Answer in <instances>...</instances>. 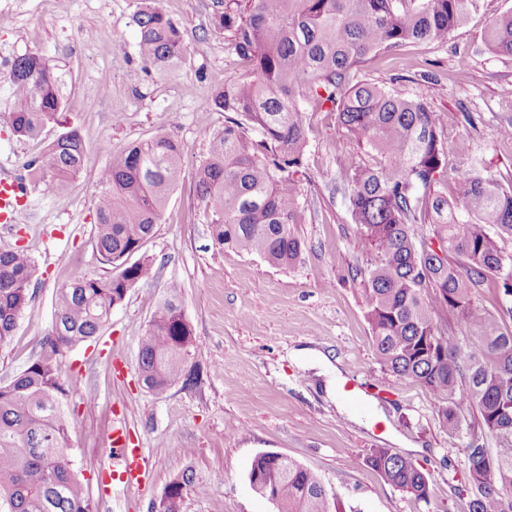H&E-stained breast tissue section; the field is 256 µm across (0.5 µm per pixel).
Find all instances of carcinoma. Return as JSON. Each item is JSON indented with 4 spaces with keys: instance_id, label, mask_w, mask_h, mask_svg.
<instances>
[{
    "instance_id": "1",
    "label": "carcinoma",
    "mask_w": 512,
    "mask_h": 512,
    "mask_svg": "<svg viewBox=\"0 0 512 512\" xmlns=\"http://www.w3.org/2000/svg\"><path fill=\"white\" fill-rule=\"evenodd\" d=\"M478 0H212L210 25L224 33L251 76L215 94L225 113L196 173L207 204L214 245L258 254L290 268L304 242L294 232L305 204L296 174L307 147L302 98L329 102L337 123L379 157L350 174L347 208L374 263L359 269L369 296L367 319L382 373L412 379L437 400L448 430L458 409L475 408L478 426L494 439L467 448L470 512H512V255L499 245L512 234V185L479 169L457 175L448 193L447 149L438 113L418 92L401 96L354 79L353 71L385 51L442 42L463 24ZM138 59L146 72L170 73L187 48L163 0H143L135 15ZM487 50L512 56V10L483 35ZM65 72L42 52L17 56L0 75L12 104L13 132L29 139L61 123ZM186 144L166 134L112 152L99 175L96 248L104 277H78L60 288L52 328L38 356L0 385V512H92L70 454L65 401L69 386L58 370L63 349L95 338L128 290L153 274L136 261L160 223L176 187ZM85 145L71 128L23 165L45 196L68 192L84 167ZM428 229L434 249L416 237ZM33 266L26 249L0 251V346L29 308ZM494 279L508 305L499 316L478 311L473 293ZM455 312L476 332L466 348L438 319ZM192 332L176 298L164 301L140 337L143 383L156 394L191 382L186 371ZM388 484L416 501L428 500L426 470L389 448L363 458ZM250 473L274 486L279 512H333L323 479L295 460L256 457ZM166 512H182L198 489L193 474L170 483Z\"/></svg>"
}]
</instances>
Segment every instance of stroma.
<instances>
[{
  "label": "stroma",
  "instance_id": "stroma-1",
  "mask_svg": "<svg viewBox=\"0 0 512 512\" xmlns=\"http://www.w3.org/2000/svg\"><path fill=\"white\" fill-rule=\"evenodd\" d=\"M141 0H0V71L16 56L41 51L67 74L64 119L87 149L72 189L45 197L31 192L20 223L0 229V251L24 247L34 261L33 300L0 346V383L21 371L51 329L56 292L72 279L105 275L95 240L97 181L115 150L165 133L191 148L162 218L141 252L155 260L112 311L96 339L63 351L59 372L71 385L66 414L75 469L93 512H148L168 484L190 472L197 484L182 512H278L250 487L256 455L279 453L319 473L340 512H469L468 425L448 431L433 395L409 379L384 375L366 319L365 284L355 271L372 260L347 210L353 169L371 162L338 125L330 104L303 101L309 147L306 198L295 232L305 241L288 269L261 256L214 245L209 212L197 194V168L209 139L224 127L213 95L246 79L248 67L210 26L211 0H165L180 26L186 61L167 74L146 73L138 60L133 15ZM512 0H480L446 41L386 52L362 64L357 79L409 96L424 92L438 112L449 174L477 163L512 184V56L482 48L491 20ZM467 68H460L461 56ZM473 124H465L463 113ZM61 128L38 139L17 137L0 95V170L18 173ZM178 287V302L197 346L187 365L195 380L163 394L140 378L139 338L156 309ZM341 372L331 389L310 366L308 351ZM355 388L354 409L345 386ZM123 425L143 448L148 472L127 484L111 470L109 435ZM385 447L430 474L418 503L362 465Z\"/></svg>",
  "mask_w": 512,
  "mask_h": 512
}]
</instances>
